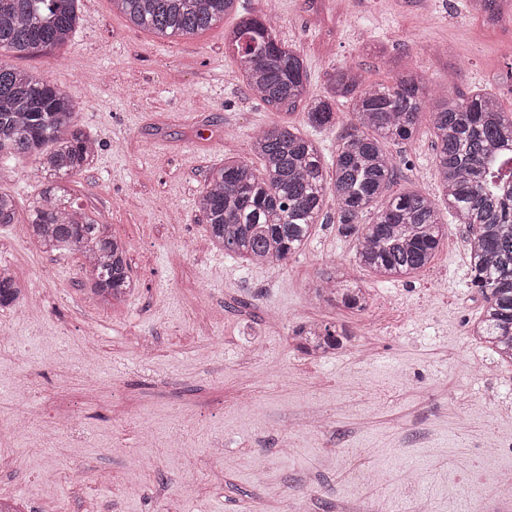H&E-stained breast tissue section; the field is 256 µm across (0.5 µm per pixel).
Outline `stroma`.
I'll return each mask as SVG.
<instances>
[{"label": "stroma", "mask_w": 512, "mask_h": 512, "mask_svg": "<svg viewBox=\"0 0 512 512\" xmlns=\"http://www.w3.org/2000/svg\"><path fill=\"white\" fill-rule=\"evenodd\" d=\"M241 3L254 16L274 13V34L303 58L313 95L342 66L391 83L386 57L417 68L432 96L482 89L512 110V19L487 27L466 0ZM78 16L69 45L13 64L78 104V122L99 147L71 187L126 242L135 290L103 303L86 288L82 255L32 243L23 223L42 181L32 158L0 160V190L18 205L16 224L0 226V264L12 267L24 296L0 310V332L14 339L0 346V498L26 512H292L296 493L301 512H350L362 501L383 512L412 504L419 512H512V453L490 450L512 438V367L493 366L467 332L483 297L468 285L465 225L448 221L431 263L400 281L356 265L358 240L339 234L331 200L287 264L225 253L196 207L210 171L227 160L260 167L256 130L285 123L333 162L348 113L315 130L303 109L285 112L253 96L224 52L237 15L172 38L132 26L111 0H79ZM385 149L397 164L393 192L439 198L430 115L411 140ZM336 265L366 289L364 311L314 299L315 282ZM308 320L345 328L354 348L319 360L294 351L288 333ZM141 338L150 355L138 349ZM91 356L96 368L83 372ZM26 375L23 396L16 383ZM65 406L79 410L81 429L47 447L48 415ZM315 407L327 414L326 429H301ZM22 412L30 421L18 429L12 418ZM285 438L291 451L280 446ZM218 445L224 459L216 463L210 450ZM116 448L123 456H113ZM331 454L335 469L322 468ZM74 463L111 471V485L63 482L46 497L41 474L63 476ZM371 469L381 482L363 481Z\"/></svg>", "instance_id": "stroma-1"}]
</instances>
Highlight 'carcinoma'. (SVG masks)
I'll list each match as a JSON object with an SVG mask.
<instances>
[{
    "label": "carcinoma",
    "mask_w": 512,
    "mask_h": 512,
    "mask_svg": "<svg viewBox=\"0 0 512 512\" xmlns=\"http://www.w3.org/2000/svg\"><path fill=\"white\" fill-rule=\"evenodd\" d=\"M78 0H0V51L16 56L67 45L78 22ZM133 25L160 37L202 33L238 11L237 0H112ZM484 23L497 22L501 0H469ZM224 45L240 62L241 76L261 101L291 112L304 105L315 126L336 124L351 103L354 122L341 135L327 169L319 146L294 127L258 132L253 148L262 161H228L212 170L198 208L212 241L256 264H283L298 252L327 198L336 201L338 229L357 235L355 262L386 279L409 277L431 262L445 234L440 204L472 229L467 239L470 287L485 305L472 326L497 360L512 365V113L498 97L479 91L446 98L430 110L436 134L437 201L419 193L387 195L395 173L385 143L412 138L428 92L421 75L398 71L391 85L371 84L342 67L322 97L310 93L304 61L276 40L272 19L245 18L224 31ZM71 95L41 74L0 61V156H30L44 188L29 210L27 231L45 253L69 250L87 261V284L105 301L132 289L127 247L72 201L70 178L89 167L97 145L77 124ZM377 208L369 224L359 219ZM16 223V202L0 192V225ZM21 294L12 272L0 267V309ZM315 296L348 309L366 307L364 289L336 266L320 277ZM300 353L323 357L348 335L327 324L292 331Z\"/></svg>",
    "instance_id": "carcinoma-1"
}]
</instances>
